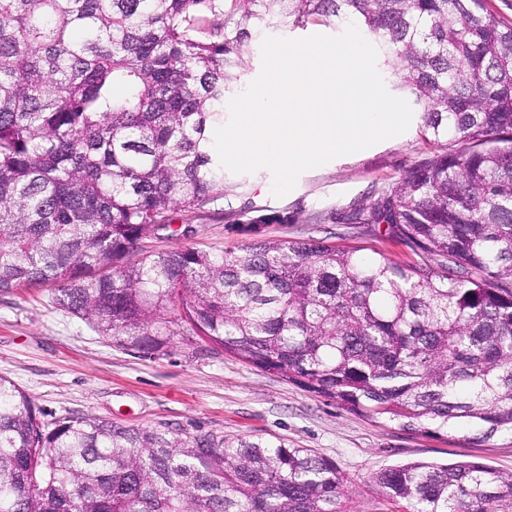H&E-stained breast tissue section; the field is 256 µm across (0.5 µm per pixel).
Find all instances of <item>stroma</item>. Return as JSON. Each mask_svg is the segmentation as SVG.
<instances>
[{
	"mask_svg": "<svg viewBox=\"0 0 512 512\" xmlns=\"http://www.w3.org/2000/svg\"><path fill=\"white\" fill-rule=\"evenodd\" d=\"M431 152L415 119L397 137L303 172L282 196L275 194L268 169L229 172L223 197L195 213L174 211L170 231L147 237L142 246L238 252L250 241L238 225L263 216V238L359 245L407 261L411 250L390 239L385 225L349 218ZM0 376L50 419L93 414L184 437L259 438L311 449L336 464L350 512H397L372 481L374 473L394 465L472 460L512 472L511 436L472 442L456 431L441 438L411 433L398 423L342 410L280 375L205 347L195 336L176 337L167 351L145 355L59 309L47 286L0 292Z\"/></svg>",
	"mask_w": 512,
	"mask_h": 512,
	"instance_id": "obj_1",
	"label": "stroma"
}]
</instances>
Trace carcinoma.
Masks as SVG:
<instances>
[{
  "label": "carcinoma",
  "instance_id": "obj_1",
  "mask_svg": "<svg viewBox=\"0 0 512 512\" xmlns=\"http://www.w3.org/2000/svg\"><path fill=\"white\" fill-rule=\"evenodd\" d=\"M240 19H235V13ZM337 18L397 62L424 138L354 215L417 260L262 239L243 253L142 241L224 195L212 131L271 18ZM124 348L187 325L341 409L436 437L512 436V26L484 0H0V291ZM404 512H512V472L409 463L372 476ZM307 448L182 437L94 415L47 424L0 377V512H347Z\"/></svg>",
  "mask_w": 512,
  "mask_h": 512
}]
</instances>
